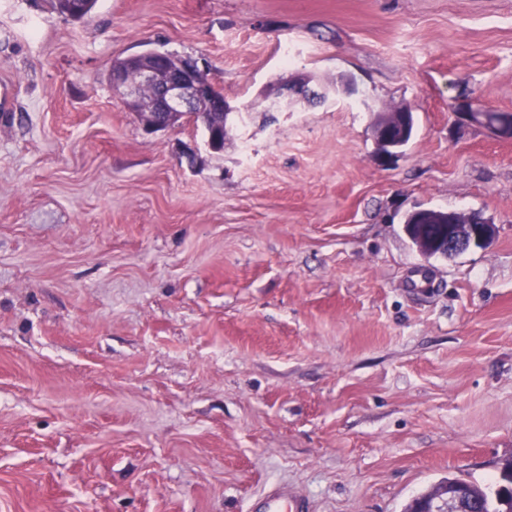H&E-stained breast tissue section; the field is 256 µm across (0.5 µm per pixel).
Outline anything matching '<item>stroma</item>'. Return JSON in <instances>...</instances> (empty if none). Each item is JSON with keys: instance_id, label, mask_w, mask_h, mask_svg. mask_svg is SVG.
Segmentation results:
<instances>
[{"instance_id": "35a3bbf8", "label": "stroma", "mask_w": 512, "mask_h": 512, "mask_svg": "<svg viewBox=\"0 0 512 512\" xmlns=\"http://www.w3.org/2000/svg\"><path fill=\"white\" fill-rule=\"evenodd\" d=\"M291 61H284L283 48ZM207 60L248 108L220 153L144 130L114 61ZM361 101L269 115V84ZM0 512H403L512 460V0H0ZM408 104L388 164L372 112ZM196 148L188 161L184 147ZM479 212L423 257L401 219ZM53 8L72 21L80 22L93 10L96 0H52ZM456 113L470 123L482 126L496 135L512 138L511 112H487L481 104L471 102L466 105L464 112ZM425 208L413 210L406 214L404 228L407 236L417 251L426 258L436 256L452 257L466 251L471 246L485 247L496 236V225L488 218L475 217L459 211L428 208L432 217L443 218L447 224L436 234L426 235L416 225L423 223ZM250 512H310L308 501L288 485H278L255 499Z\"/></svg>"}]
</instances>
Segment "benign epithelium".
Here are the masks:
<instances>
[{
	"label": "benign epithelium",
	"mask_w": 512,
	"mask_h": 512,
	"mask_svg": "<svg viewBox=\"0 0 512 512\" xmlns=\"http://www.w3.org/2000/svg\"><path fill=\"white\" fill-rule=\"evenodd\" d=\"M131 72L137 76L134 81L129 79ZM205 72V65L192 56L170 61L160 51H149L125 58L122 65H113L109 80L128 105L139 109L143 125L149 131L174 128L187 116L206 128L212 116L208 112L211 104L226 112L232 108L217 83L204 78ZM145 87L153 91V101L148 107L144 106L141 95ZM313 95L322 99L328 91L313 89L306 83H278L270 87L266 99L275 111L290 112L299 101ZM461 116L496 135L512 138L511 112H489L481 104L471 102ZM407 123L404 112H385L376 118L373 137L385 147L378 155L379 162L386 164L396 156L397 141L405 135ZM424 212L420 208L407 213L404 228L417 251L426 258L452 257L472 246L485 247L496 236V225L490 219L454 210L448 211V226L439 233L426 235L419 228Z\"/></svg>",
	"instance_id": "7a95c632"
}]
</instances>
